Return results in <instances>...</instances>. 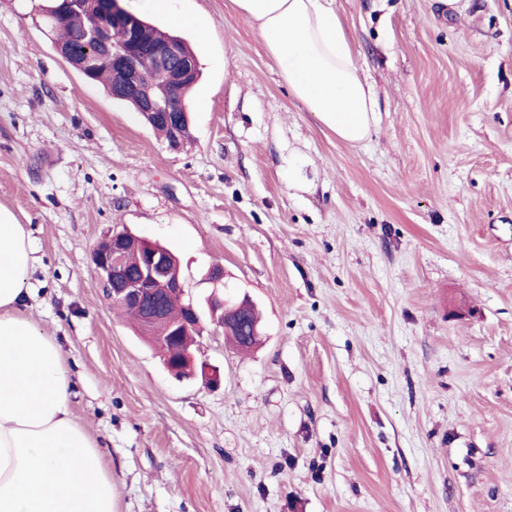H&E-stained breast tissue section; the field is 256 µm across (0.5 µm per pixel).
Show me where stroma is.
<instances>
[{"mask_svg":"<svg viewBox=\"0 0 512 512\" xmlns=\"http://www.w3.org/2000/svg\"><path fill=\"white\" fill-rule=\"evenodd\" d=\"M0 0V208L38 259L117 512H512V0H336L379 109L336 138L230 0H175L201 79L172 151ZM221 264L262 342L205 325L179 380L91 268L116 227ZM255 322H258V314L255 307H252L250 314L245 317V323L236 328L232 327L231 331L224 334V336H227L234 346L240 348L239 350H247L252 347L253 341L248 343V337L251 336V326ZM246 325L247 330L244 329Z\"/></svg>","mask_w":512,"mask_h":512,"instance_id":"1","label":"stroma"}]
</instances>
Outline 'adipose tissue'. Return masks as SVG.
Returning <instances> with one entry per match:
<instances>
[{
  "instance_id": "adipose-tissue-1",
  "label": "adipose tissue",
  "mask_w": 512,
  "mask_h": 512,
  "mask_svg": "<svg viewBox=\"0 0 512 512\" xmlns=\"http://www.w3.org/2000/svg\"><path fill=\"white\" fill-rule=\"evenodd\" d=\"M252 18L291 94L337 138L373 131L376 98L335 0H232ZM37 259L0 210V512H115L112 473L76 419L60 344L25 311Z\"/></svg>"
}]
</instances>
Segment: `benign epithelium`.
Listing matches in <instances>:
<instances>
[{"instance_id": "obj_1", "label": "benign epithelium", "mask_w": 512, "mask_h": 512, "mask_svg": "<svg viewBox=\"0 0 512 512\" xmlns=\"http://www.w3.org/2000/svg\"><path fill=\"white\" fill-rule=\"evenodd\" d=\"M95 2L96 8L87 27L90 47L86 54L66 56L60 49L57 53L65 56L67 63L82 74L91 72L96 61L110 63L112 98L135 102L137 112L149 125L160 118L166 119L170 125L168 147L180 149L184 145L181 125L188 118L185 95L197 81L195 61L184 53L181 43L174 40L161 42L152 49L151 55L156 66L166 72L168 80L163 86L151 83L139 67V19L126 11L120 0ZM118 29L126 32L121 42L111 38ZM131 249L141 254L139 270L134 275L127 271L125 264L126 254ZM91 262L108 300L139 311L144 324L163 321L164 304L178 300L184 307L185 318L181 327L175 329V335L203 332L195 299L175 270V258L166 247L127 230L114 231L93 250ZM211 270L209 301L216 310L223 312L221 326L227 329L239 321L240 314L253 304V300L247 295L240 300L225 296L223 266L215 264Z\"/></svg>"}]
</instances>
